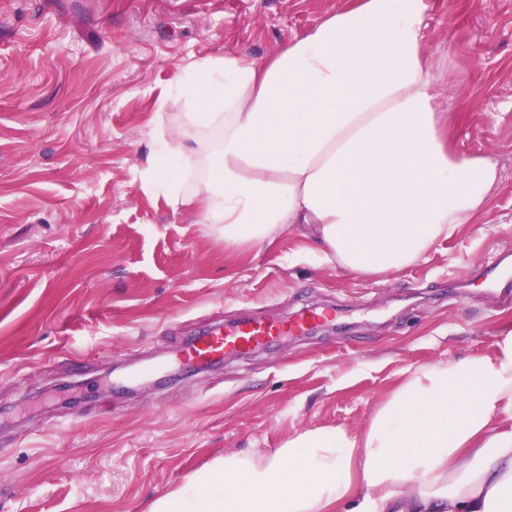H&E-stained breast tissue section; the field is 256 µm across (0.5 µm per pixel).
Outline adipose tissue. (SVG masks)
<instances>
[{"label":"adipose tissue","mask_w":512,"mask_h":512,"mask_svg":"<svg viewBox=\"0 0 512 512\" xmlns=\"http://www.w3.org/2000/svg\"><path fill=\"white\" fill-rule=\"evenodd\" d=\"M426 0H354L258 63L228 51L160 95L144 192L224 244L292 226L359 277L424 259L477 223L495 160L453 147L435 105ZM181 112L167 113L168 104ZM512 512V330L491 353L418 365L366 428L316 426L215 459L149 512Z\"/></svg>","instance_id":"1"}]
</instances>
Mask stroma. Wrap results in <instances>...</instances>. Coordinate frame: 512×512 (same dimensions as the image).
I'll use <instances>...</instances> for the list:
<instances>
[{
	"instance_id": "1",
	"label": "stroma",
	"mask_w": 512,
	"mask_h": 512,
	"mask_svg": "<svg viewBox=\"0 0 512 512\" xmlns=\"http://www.w3.org/2000/svg\"><path fill=\"white\" fill-rule=\"evenodd\" d=\"M449 138L502 170L487 234L365 279L288 229L260 249L145 194L179 67L270 57L350 0H0V512H149L214 459L363 430L415 365L512 329L472 272L512 254V0H427ZM330 305L318 330L199 369L204 324Z\"/></svg>"
}]
</instances>
